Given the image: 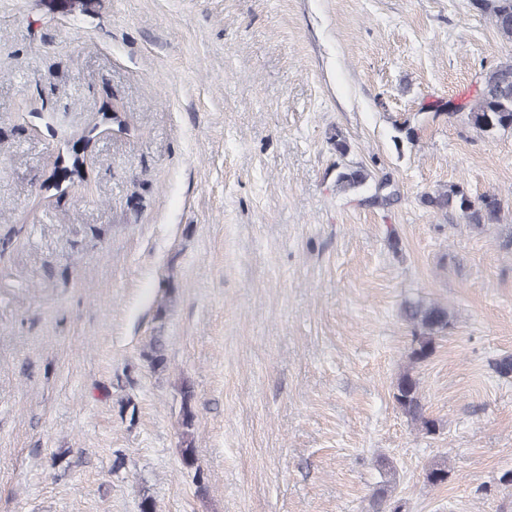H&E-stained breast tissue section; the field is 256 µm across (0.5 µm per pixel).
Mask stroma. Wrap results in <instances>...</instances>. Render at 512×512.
I'll list each match as a JSON object with an SVG mask.
<instances>
[{"label": "stroma", "instance_id": "stroma-1", "mask_svg": "<svg viewBox=\"0 0 512 512\" xmlns=\"http://www.w3.org/2000/svg\"><path fill=\"white\" fill-rule=\"evenodd\" d=\"M509 57L471 0H0V512H512V129L440 109ZM418 298L455 321L413 365ZM340 170L336 176V187L340 192L346 193L355 190L371 178V175L360 167H351L349 165H336ZM420 201L435 211L456 210L467 224L480 230L489 224H499L504 209L502 200L495 193H485L472 200L455 185L426 192ZM392 398L398 408L422 431L427 434L438 431V422L425 413L421 403L420 382L411 370L406 369L398 375L392 387ZM185 391H184V396H185V403H184V406H183V412H182V426L183 428H185L186 430L183 431L182 435H183V444L185 446H183L182 450H181V455H182V461H183V464L186 466V467H193L195 462H196V459H195V455H194V449H193V433L190 431L193 427V422H194V413L191 409V406H190V403H189V400L191 399V392L190 390H188V388H184Z\"/></svg>", "mask_w": 512, "mask_h": 512}]
</instances>
